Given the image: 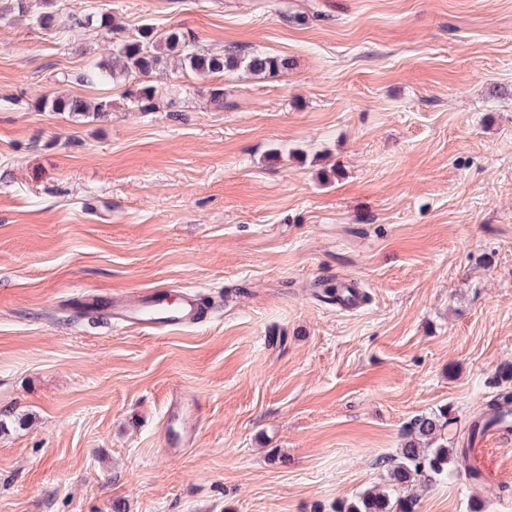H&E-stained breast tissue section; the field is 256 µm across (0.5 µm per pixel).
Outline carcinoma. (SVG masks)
<instances>
[{
  "mask_svg": "<svg viewBox=\"0 0 512 512\" xmlns=\"http://www.w3.org/2000/svg\"><path fill=\"white\" fill-rule=\"evenodd\" d=\"M93 28L110 35L115 29L107 14L87 15L71 25L74 31ZM174 62L182 69L197 73H222L245 68L256 74L277 73L288 69V59L253 52L239 55L233 51L209 53L192 51L184 33L178 30L157 31L144 23L133 38L120 39L112 45V58L97 63L79 77L85 83H103L120 77L144 79L130 92L132 103L142 112L154 110L157 87L145 82L160 70L161 65ZM40 107L52 112H68L75 116L97 115L108 111V104H91L79 97L54 95L40 101ZM512 403V394L503 392L487 402L485 409L472 420L467 432L454 445H448L445 435L451 424L448 412L421 414L414 417L405 433L406 442L398 462L387 470L385 480L390 489H372L356 495L352 500L336 506L335 512H418L419 501L414 495H396L392 489L414 482H433L448 474L465 469L477 480L480 473L471 468L468 451L478 433L508 421L509 413L501 402Z\"/></svg>",
  "mask_w": 512,
  "mask_h": 512,
  "instance_id": "carcinoma-1",
  "label": "carcinoma"
}]
</instances>
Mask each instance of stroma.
I'll return each mask as SVG.
<instances>
[{
    "label": "stroma",
    "mask_w": 512,
    "mask_h": 512,
    "mask_svg": "<svg viewBox=\"0 0 512 512\" xmlns=\"http://www.w3.org/2000/svg\"><path fill=\"white\" fill-rule=\"evenodd\" d=\"M0 16V512H332L383 485L419 414L467 429L512 382V0H55ZM111 14L193 48L287 58L255 76L76 77ZM223 89L224 109L211 101ZM101 116L40 109L52 93ZM356 280L349 312L317 287ZM186 289L196 325L90 320L82 291ZM202 404L161 444L169 394ZM493 476L418 512H512ZM97 29L102 34L112 35L115 29L113 19L110 15H87L84 18L75 19L71 25L73 31H81L82 29ZM149 81L144 80L139 83L136 90L130 92V97L133 99L131 102L139 108L142 112H150L154 110V100L157 93V86H154ZM200 410L197 400L183 391L172 394L167 410L166 428L162 435V445L171 455L180 453L196 445Z\"/></svg>",
    "instance_id": "1"
}]
</instances>
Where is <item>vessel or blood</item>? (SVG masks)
I'll return each instance as SVG.
<instances>
[{"mask_svg": "<svg viewBox=\"0 0 512 512\" xmlns=\"http://www.w3.org/2000/svg\"><path fill=\"white\" fill-rule=\"evenodd\" d=\"M79 303L90 311L105 312L113 322L141 329L166 330L194 325L200 318V304L195 293L171 294L166 290H147L136 294L105 298L96 291L81 295ZM200 410L197 400L177 391L171 396L167 410L162 444L170 454L177 455L195 446ZM512 436V428L488 429L477 436L473 456L477 466L489 462L491 445Z\"/></svg>", "mask_w": 512, "mask_h": 512, "instance_id": "b4317fda", "label": "vessel or blood"}]
</instances>
